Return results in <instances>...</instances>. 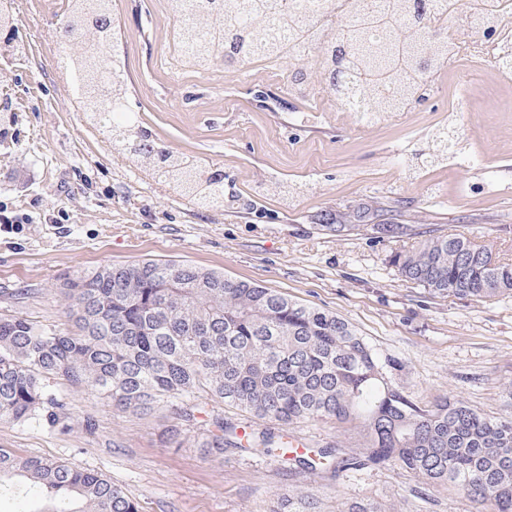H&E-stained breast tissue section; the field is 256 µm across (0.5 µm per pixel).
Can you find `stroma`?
<instances>
[{
  "label": "stroma",
  "instance_id": "stroma-1",
  "mask_svg": "<svg viewBox=\"0 0 512 512\" xmlns=\"http://www.w3.org/2000/svg\"><path fill=\"white\" fill-rule=\"evenodd\" d=\"M65 0H8L23 53H0V316L66 320L67 278L144 259L187 262L279 290L351 322L393 387L419 405L448 396L512 419V294L436 297L403 280L390 259L409 238L339 237L328 224H420L463 234L512 263V69L465 58L438 65L424 103L383 124L358 121L335 100L293 92L295 59L243 69L216 56L200 72L182 54L165 0H112L128 58V107L154 139L224 172V208L204 211L110 149L77 109L58 64ZM462 136L447 160L408 165L443 126ZM274 183L300 185L278 196ZM75 425L0 422V448L92 469L135 498L140 512H269L279 496L316 495L322 512L373 499L388 512H466L461 491L393 465L340 476L290 471L276 453L225 448L204 458L200 432L169 442L170 408L120 412L107 398L53 384ZM97 423L95 434L82 426ZM246 431L286 432L304 451L361 458L359 423L287 427L234 409Z\"/></svg>",
  "mask_w": 512,
  "mask_h": 512
}]
</instances>
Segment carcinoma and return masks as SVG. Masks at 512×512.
<instances>
[{"instance_id":"cac0c4a2","label":"carcinoma","mask_w":512,"mask_h":512,"mask_svg":"<svg viewBox=\"0 0 512 512\" xmlns=\"http://www.w3.org/2000/svg\"><path fill=\"white\" fill-rule=\"evenodd\" d=\"M187 33L184 51L205 68L217 53L232 62H276L308 53L302 67L346 99L359 118L421 103L430 73L417 54L448 57L440 30L416 22L413 0H165ZM112 0H66L63 28L79 44L61 58L83 119L111 148L148 168L204 209H224V180L213 166L159 145L128 113L126 61L116 52L104 10ZM112 69H104V59ZM458 132L435 134L422 165L444 160ZM342 237L366 231L419 239L391 262L405 280L434 295L488 299L512 293V264L463 234L436 235L413 224H324ZM66 327L36 325L22 314L0 316V421H37L67 434L69 404L50 381L105 395L132 413L170 407L189 433L204 425V456L241 446L230 406L282 426L302 419L359 422L369 458L423 480L463 491L468 512H512V419L482 415L443 397L421 406L386 381L376 351L347 320L294 301L260 283L191 263L144 260L107 264L63 283ZM250 448L281 451L282 462L336 474L349 459L335 448L288 456L275 433L247 439ZM34 490L41 512H139L138 502L107 476L65 462L0 448V495ZM271 512H322L317 498L292 493ZM340 512H386L355 500Z\"/></svg>"}]
</instances>
